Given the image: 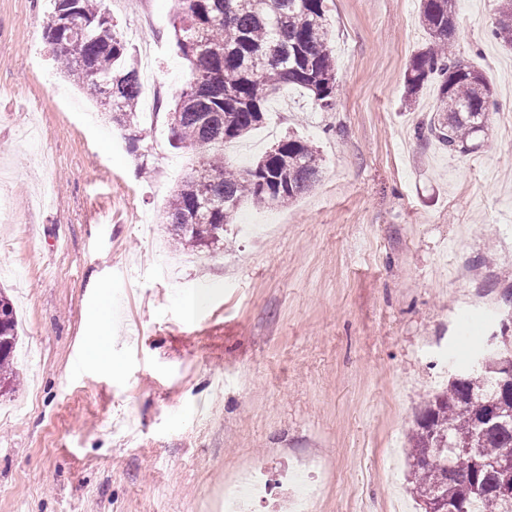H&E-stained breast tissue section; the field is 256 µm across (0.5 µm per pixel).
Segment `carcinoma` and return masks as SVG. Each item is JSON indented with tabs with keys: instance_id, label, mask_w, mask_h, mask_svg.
<instances>
[{
	"instance_id": "1",
	"label": "carcinoma",
	"mask_w": 512,
	"mask_h": 512,
	"mask_svg": "<svg viewBox=\"0 0 512 512\" xmlns=\"http://www.w3.org/2000/svg\"><path fill=\"white\" fill-rule=\"evenodd\" d=\"M326 0H175L173 31L191 77L169 108L175 145L205 155L196 174L169 201L167 223L176 247L196 249L224 239L242 202L292 203L312 188L323 157L290 136L254 165L237 168L214 151L242 138L265 119L269 96L282 84L307 90L316 106L333 108L336 59L329 48ZM456 0H420V18L431 39L406 72L405 105L412 106L428 80L441 79L430 136L464 152L485 134L492 89L483 73L457 57ZM43 39L58 70L90 97L112 100V122L138 127L137 66L117 23L97 0H53ZM492 36L512 48V0ZM18 317L0 290V390L17 381L12 358ZM493 414L496 420L485 421ZM410 493L420 512H512L499 488L512 469L501 466L512 451V350L482 351L446 388L424 401L407 436Z\"/></svg>"
}]
</instances>
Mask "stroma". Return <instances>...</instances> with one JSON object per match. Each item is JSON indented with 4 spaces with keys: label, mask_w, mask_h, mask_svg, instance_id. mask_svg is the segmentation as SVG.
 Listing matches in <instances>:
<instances>
[{
    "label": "stroma",
    "mask_w": 512,
    "mask_h": 512,
    "mask_svg": "<svg viewBox=\"0 0 512 512\" xmlns=\"http://www.w3.org/2000/svg\"><path fill=\"white\" fill-rule=\"evenodd\" d=\"M501 0H457V55L496 104L476 151L419 140L437 99L413 109L404 78L427 47L418 0H327L336 103L274 92L280 137L324 158L285 207L243 203L217 247L180 252L169 196L194 172L168 107L190 69L171 0H120L128 46H159L146 137L65 81L42 30L50 0H0V278L17 308L20 384L0 397V512H215L225 480L263 464L321 466L312 512H368L416 410L491 334L512 336V51L494 39ZM113 369L89 355L100 295ZM197 298L185 314L186 298ZM471 338H461L462 315Z\"/></svg>",
    "instance_id": "35a3bbf8"
}]
</instances>
